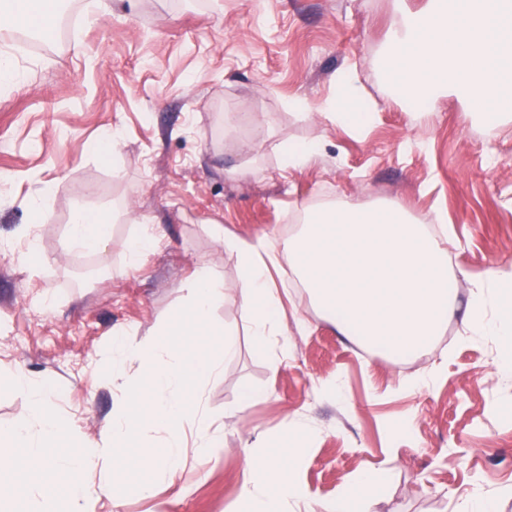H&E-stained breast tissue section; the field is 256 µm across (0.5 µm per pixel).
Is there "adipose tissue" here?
<instances>
[{"label": "adipose tissue", "instance_id": "1", "mask_svg": "<svg viewBox=\"0 0 512 512\" xmlns=\"http://www.w3.org/2000/svg\"><path fill=\"white\" fill-rule=\"evenodd\" d=\"M119 215L112 210L79 208L72 215L66 243L87 252L102 249L112 238V225ZM210 235L225 251L236 255L238 277L227 283L213 268H198L186 285L188 316L177 328L180 350L167 354L163 340L167 330L158 327V337L139 347L116 340L112 343V383L121 393L120 403L102 431L101 439L85 440L77 455L55 452L57 443L69 435L67 423L46 404L53 392L48 379L34 378L21 369L10 371V382L30 401L29 423L0 429V512H13L20 496L33 498V512H95L96 503L111 492L107 480L85 478L88 469L100 467L119 471L127 464V444L136 429L133 421L148 416L160 433L165 451L156 454L142 448L139 466L146 480L136 486L143 497L151 496L157 481L175 482L182 466L184 424L199 412L198 402L188 401L186 392L203 381L219 376L227 356L236 347L231 327L217 328L212 311L221 302L238 303L250 323L254 343L270 347L282 321L278 288L268 278L278 257L264 238L248 240L226 233L223 225L209 227ZM512 281V265L491 267L471 292L462 322L469 335L494 337L501 348L497 373H512V316L505 314L501 293L503 282ZM496 317H489V310ZM138 364L148 377L141 387L126 375L128 365ZM305 458L304 449L291 447L279 455L265 452L248 455L237 499L236 512H372L376 491L388 481L383 471L357 475L352 490L339 492L326 501L312 498L299 481L297 471ZM67 489L60 497L59 489Z\"/></svg>", "mask_w": 512, "mask_h": 512}]
</instances>
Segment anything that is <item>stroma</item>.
Wrapping results in <instances>:
<instances>
[{
  "label": "stroma",
  "instance_id": "obj_1",
  "mask_svg": "<svg viewBox=\"0 0 512 512\" xmlns=\"http://www.w3.org/2000/svg\"><path fill=\"white\" fill-rule=\"evenodd\" d=\"M60 47L0 48L26 80L0 92V364L49 379V407L68 423L62 451L100 438L118 404L107 380L112 338L146 342L177 328L185 286L211 265L231 282L238 261L205 232L283 241V226L313 205L349 202L407 210L448 233V271L466 308L491 266L512 263V124L488 133L456 98L423 111L395 94L384 69L399 16L427 0H66ZM99 16L85 23L86 13ZM355 77L374 120L357 131L323 111L336 76ZM238 115L226 127V113ZM122 137L102 155V133ZM312 141L317 156L287 169L281 146ZM56 188L51 218L33 223L37 187ZM122 210L98 253L65 247L78 206ZM158 245L136 265L126 243ZM45 258L23 260L29 242ZM280 259L281 332L288 355L270 370L237 304L212 312L236 331L237 352L201 389L221 453L197 462L190 445L175 484L145 499L138 442L96 512H233L256 439L275 453L307 441L298 471L324 501L361 473L386 470L376 512H459L469 498L512 512V375L496 374L492 338L450 317L426 348L403 359L364 348L322 318ZM336 391L318 394L321 382ZM258 397L232 416L243 387Z\"/></svg>",
  "mask_w": 512,
  "mask_h": 512
}]
</instances>
